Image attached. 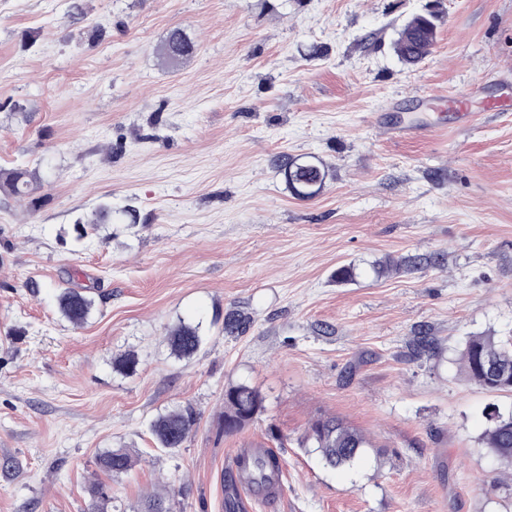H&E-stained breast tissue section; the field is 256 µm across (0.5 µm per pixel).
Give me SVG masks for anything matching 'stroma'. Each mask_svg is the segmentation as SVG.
Listing matches in <instances>:
<instances>
[{
    "instance_id": "1",
    "label": "stroma",
    "mask_w": 512,
    "mask_h": 512,
    "mask_svg": "<svg viewBox=\"0 0 512 512\" xmlns=\"http://www.w3.org/2000/svg\"><path fill=\"white\" fill-rule=\"evenodd\" d=\"M431 8L435 47L405 66L398 33ZM175 28L197 51L169 64ZM467 90L472 122L435 104ZM281 156L327 166L319 196L289 192ZM16 168L41 188L0 191V512H84L97 482L122 512L160 484L175 512H225L235 449L261 447L283 476L248 512H512L482 441L512 393L458 361L468 337L512 336V0H0ZM66 288L95 301L82 325ZM183 321L205 336L188 359L168 344ZM423 334L438 355H414ZM240 382L264 408L228 435ZM185 402L198 423L166 453L148 424ZM331 416L372 441L361 466L301 447ZM120 446L133 470L100 473ZM58 300L62 314L75 325L85 322L94 305L89 295L70 288L64 289Z\"/></svg>"
}]
</instances>
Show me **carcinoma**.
Listing matches in <instances>:
<instances>
[{
  "label": "carcinoma",
  "instance_id": "obj_1",
  "mask_svg": "<svg viewBox=\"0 0 512 512\" xmlns=\"http://www.w3.org/2000/svg\"><path fill=\"white\" fill-rule=\"evenodd\" d=\"M436 33L430 24L416 14L399 33L395 51L402 62L415 66L429 56L435 46ZM195 43L180 29L169 32L161 45V54L168 62L177 64L194 56ZM290 192L299 199L319 195L328 177V170L316 160H306L297 167L294 160L285 159L279 165ZM0 186L18 199L35 200L39 186L28 171L15 169L8 173ZM94 305L93 299L78 290L67 288L59 295L62 314L73 324L85 322ZM171 353L178 358H190L204 341L199 327L181 323L168 331ZM460 365L464 377L488 392H512V339L494 336H471L460 351ZM264 398L260 391L247 383H239L224 391V434L239 432L262 410ZM487 428L482 440L489 452L505 470L512 469V410L503 412L496 406L486 411ZM198 421L195 407L186 403L155 417L149 425L159 447L175 452L188 438ZM303 445L320 453L331 468L353 467L361 462L370 439L336 417L319 418L306 431ZM134 465L126 448H111L96 456V466L102 472L120 476ZM263 490H272L282 478L279 457L269 450L242 453L237 461V476H229L227 489L234 488L236 478ZM87 512H109L112 497L103 485H96Z\"/></svg>",
  "mask_w": 512,
  "mask_h": 512
}]
</instances>
